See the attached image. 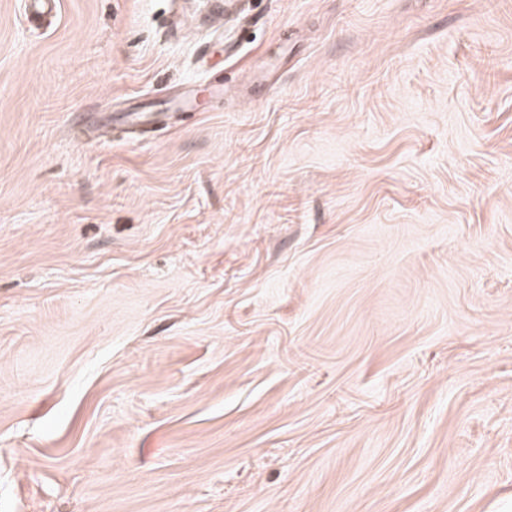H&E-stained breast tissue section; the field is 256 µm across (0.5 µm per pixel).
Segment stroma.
Instances as JSON below:
<instances>
[{
    "label": "stroma",
    "mask_w": 512,
    "mask_h": 512,
    "mask_svg": "<svg viewBox=\"0 0 512 512\" xmlns=\"http://www.w3.org/2000/svg\"><path fill=\"white\" fill-rule=\"evenodd\" d=\"M235 2L0 0V512H512V0Z\"/></svg>",
    "instance_id": "35a3bbf8"
}]
</instances>
